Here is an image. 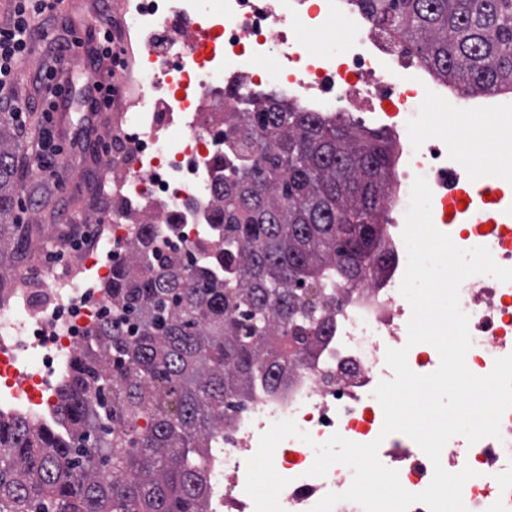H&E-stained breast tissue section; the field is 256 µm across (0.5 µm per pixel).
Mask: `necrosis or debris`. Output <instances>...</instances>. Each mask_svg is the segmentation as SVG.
Masks as SVG:
<instances>
[{
    "label": "necrosis or debris",
    "instance_id": "obj_1",
    "mask_svg": "<svg viewBox=\"0 0 512 512\" xmlns=\"http://www.w3.org/2000/svg\"><path fill=\"white\" fill-rule=\"evenodd\" d=\"M119 37L139 36L121 79L114 116L112 195L106 237L77 251L67 265L38 275L19 270L0 291V409L41 420L71 355L84 345L107 300L96 283L105 278L112 250L134 237L133 227L179 225L169 248L206 234L214 164L223 155L224 115L239 111L261 87L272 86L305 111L327 118L369 115L395 146L393 183L386 201V260L365 281L337 290L327 336L284 374L275 388L256 386L250 397L224 409V439L206 460L211 485L208 512H254L245 492L246 462L273 422L291 419L311 442L289 437L274 464L289 483L284 512H310L327 493L345 492L353 480L345 465L309 475L313 442L333 433L356 443L380 440V461L418 493L435 463L408 436H381L383 410L373 392L392 379L387 349L405 346L411 307L399 288L407 263L402 238L416 176L432 189L435 227L463 249L487 247L512 267V165L498 169L494 185L472 173L447 135H425L411 121L426 106L488 116L512 128V93L483 99L459 95L418 60L374 28L354 0H125ZM350 31L338 50L312 48L313 34ZM276 57L275 69L264 68ZM460 306L469 317L472 346L466 364L488 374L512 354V282L488 275L466 279ZM439 464L475 470L462 491L468 512H512V410L500 435L468 444L457 435Z\"/></svg>",
    "mask_w": 512,
    "mask_h": 512
}]
</instances>
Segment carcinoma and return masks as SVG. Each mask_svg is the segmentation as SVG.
Wrapping results in <instances>:
<instances>
[{
	"label": "carcinoma",
	"mask_w": 512,
	"mask_h": 512,
	"mask_svg": "<svg viewBox=\"0 0 512 512\" xmlns=\"http://www.w3.org/2000/svg\"><path fill=\"white\" fill-rule=\"evenodd\" d=\"M355 2L460 92L512 90V0ZM247 105L224 115L208 238L170 250L139 225L49 421L0 414V512H207L224 402L275 385L328 329L332 284L385 261L390 148L273 92ZM21 147L0 112V282L32 248Z\"/></svg>",
	"instance_id": "1"
}]
</instances>
